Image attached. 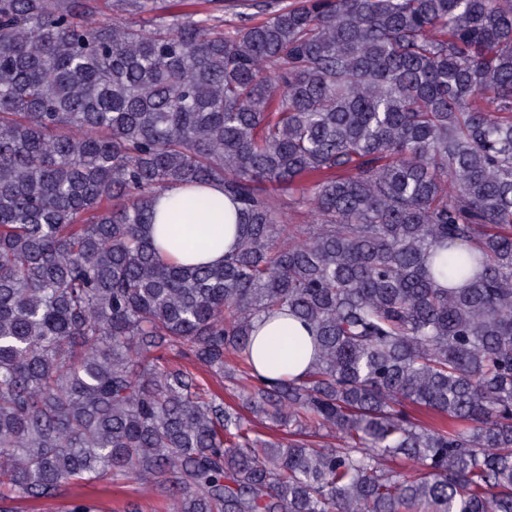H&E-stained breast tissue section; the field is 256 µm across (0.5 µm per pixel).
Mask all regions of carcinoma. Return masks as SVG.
<instances>
[{
  "label": "carcinoma",
  "mask_w": 512,
  "mask_h": 512,
  "mask_svg": "<svg viewBox=\"0 0 512 512\" xmlns=\"http://www.w3.org/2000/svg\"><path fill=\"white\" fill-rule=\"evenodd\" d=\"M191 6L0 0V512H512V0ZM210 183L237 248L161 259ZM284 311L313 361L270 380ZM202 194L216 200L219 206L215 211L200 217L198 225L204 227L203 241L200 246L190 250L177 248L166 237L165 227L175 207L183 202L189 192L179 188L167 191L157 206L156 222L151 229L155 243L163 249L168 257L185 265L218 264L224 260V254L231 251L237 244L236 219L237 204L224 197L221 187L206 185ZM253 360L256 371L267 378L277 377L280 368L273 361L275 352L285 357L288 348L278 342L282 337L296 336L304 342L299 352L290 360L288 356V371L293 375L304 374L312 362L313 351L310 339L303 326L290 316L276 315L269 320L261 322L254 332ZM126 485L130 487L119 493H104L103 482L86 484L82 488L84 496L99 503L102 510L125 512L127 509L138 507L141 512H165V500L158 493L154 483L148 478L136 479Z\"/></svg>",
  "instance_id": "1"
}]
</instances>
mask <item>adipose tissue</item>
<instances>
[{
  "label": "adipose tissue",
  "instance_id": "ef3b65f1",
  "mask_svg": "<svg viewBox=\"0 0 512 512\" xmlns=\"http://www.w3.org/2000/svg\"><path fill=\"white\" fill-rule=\"evenodd\" d=\"M204 195L217 201L215 211L201 216L200 223L204 228L203 241L200 246L190 250L177 248L166 237L165 227L175 207L183 202L187 193L175 188L167 191L157 207L156 222L151 235L165 255L185 265L218 264L223 262L225 253L237 244L236 219L238 208L236 203L225 197L221 187L208 185L203 189ZM294 336L302 340L303 345L296 355H289L288 348L283 345L284 337ZM309 335L303 326L292 317L277 315L261 322L254 332L253 360L257 372L264 377L274 378L280 369L274 362V355L288 356V369L296 376L304 374L313 357V351L307 340Z\"/></svg>",
  "mask_w": 512,
  "mask_h": 512
}]
</instances>
